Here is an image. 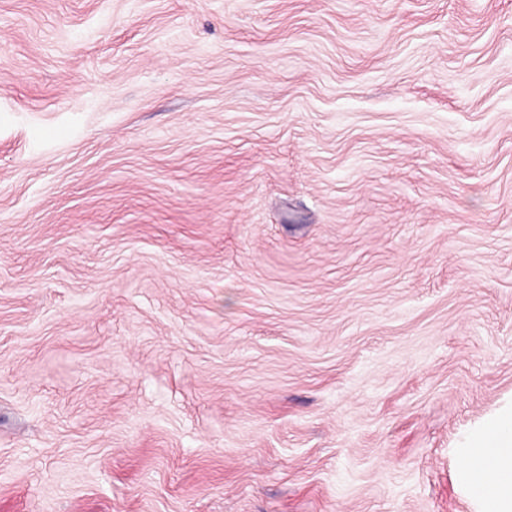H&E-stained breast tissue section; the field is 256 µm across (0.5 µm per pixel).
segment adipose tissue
Listing matches in <instances>:
<instances>
[{"instance_id":"adipose-tissue-1","label":"adipose tissue","mask_w":512,"mask_h":512,"mask_svg":"<svg viewBox=\"0 0 512 512\" xmlns=\"http://www.w3.org/2000/svg\"><path fill=\"white\" fill-rule=\"evenodd\" d=\"M456 455L457 480L475 512H512V405L470 431Z\"/></svg>"}]
</instances>
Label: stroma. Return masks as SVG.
Instances as JSON below:
<instances>
[{
    "label": "stroma",
    "instance_id": "1",
    "mask_svg": "<svg viewBox=\"0 0 512 512\" xmlns=\"http://www.w3.org/2000/svg\"><path fill=\"white\" fill-rule=\"evenodd\" d=\"M512 398V0H0V512H472ZM456 455L457 480L475 512H512V403L470 431Z\"/></svg>",
    "mask_w": 512,
    "mask_h": 512
}]
</instances>
